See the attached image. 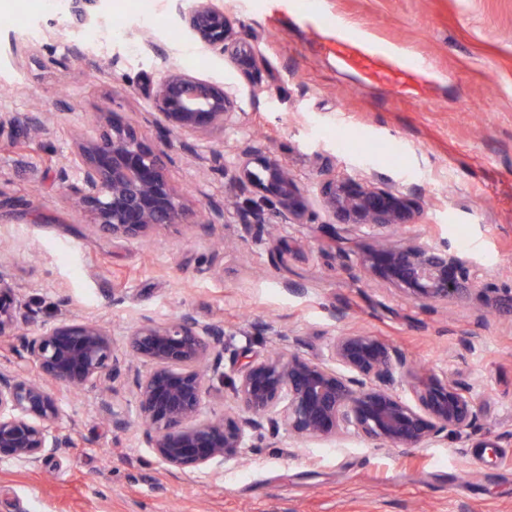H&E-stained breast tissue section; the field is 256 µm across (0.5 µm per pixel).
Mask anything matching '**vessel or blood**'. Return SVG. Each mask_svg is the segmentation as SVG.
Masks as SVG:
<instances>
[{
    "label": "vessel or blood",
    "mask_w": 512,
    "mask_h": 512,
    "mask_svg": "<svg viewBox=\"0 0 512 512\" xmlns=\"http://www.w3.org/2000/svg\"><path fill=\"white\" fill-rule=\"evenodd\" d=\"M328 50L346 67L359 70L365 80L386 81L418 92L425 89L424 69L395 63L380 46L339 35L329 41Z\"/></svg>",
    "instance_id": "b4317fda"
}]
</instances>
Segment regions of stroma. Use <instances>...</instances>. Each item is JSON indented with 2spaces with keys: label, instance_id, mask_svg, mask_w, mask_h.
<instances>
[{
  "label": "stroma",
  "instance_id": "1",
  "mask_svg": "<svg viewBox=\"0 0 512 512\" xmlns=\"http://www.w3.org/2000/svg\"><path fill=\"white\" fill-rule=\"evenodd\" d=\"M224 4L263 59L258 82L189 44L175 0H0L11 19L0 26V113L36 106L46 117L38 140L0 137V242L33 324L93 318L120 345L138 316L188 310L232 333L229 374L240 349L257 358L297 335L314 357L361 330L471 384L485 406L480 427L384 449L359 437L301 445L283 431L213 477L168 469L99 417L94 394L63 390L74 447L38 469L0 460V512H512V314L425 309L343 270L316 205L306 223L278 225L288 253L276 264L265 229L244 227L256 189L206 163L219 151L234 166L247 145L281 158L312 198L325 169L377 173L422 210L384 239L448 244L476 258L490 287L512 290V0ZM338 32L428 64L425 96L340 66L327 50ZM76 36L85 57L70 51ZM14 41L34 44L29 59L15 60ZM168 61L233 86L232 124L188 138L157 126L152 88ZM104 111L165 155L189 208L234 196L218 236L186 225L145 242L95 234L61 202L58 168Z\"/></svg>",
  "mask_w": 512,
  "mask_h": 512
}]
</instances>
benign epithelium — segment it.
<instances>
[{
	"label": "benign epithelium",
	"instance_id": "obj_1",
	"mask_svg": "<svg viewBox=\"0 0 512 512\" xmlns=\"http://www.w3.org/2000/svg\"><path fill=\"white\" fill-rule=\"evenodd\" d=\"M183 28L200 50L224 58L242 75L258 72L255 49L237 37L222 0H192L177 7ZM155 121L169 132L203 133L226 127L235 108L231 87L198 77L172 63L152 96ZM41 112L0 114V136L24 127L37 134ZM63 198L86 219L91 232L147 240L160 228L199 223L214 230L224 209L199 220L166 174L162 153L141 132L103 118L79 136L58 169ZM230 180L259 192L247 226L302 224L308 201L283 160L240 150ZM320 205L337 234L416 223L412 195L386 185L376 174L363 178L328 170ZM352 267L377 278L423 307L467 299L512 306V294L492 299L477 261L446 244L378 243L344 254ZM27 303L0 260V338L14 337L36 374L0 370V460L39 467L74 447L56 388L97 395L99 415L116 430L143 426L142 443L168 468L218 475L229 461L266 447L280 429L294 439L362 437L384 447L435 444L453 431L479 425L483 407L473 388L458 379L415 369L400 349L364 332L333 337L326 351L306 357L281 345L242 363L236 377L221 370L224 326L185 311L166 322L138 319L120 348L112 331L95 319L55 320L33 335ZM129 382L134 415L115 400L117 382ZM224 399V412L206 411Z\"/></svg>",
	"mask_w": 512,
	"mask_h": 512
}]
</instances>
